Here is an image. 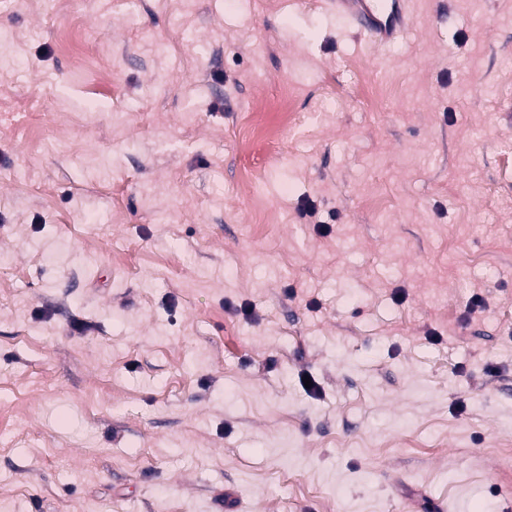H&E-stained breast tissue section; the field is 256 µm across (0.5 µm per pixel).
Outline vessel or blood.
I'll return each instance as SVG.
<instances>
[{
	"label": "vessel or blood",
	"mask_w": 512,
	"mask_h": 512,
	"mask_svg": "<svg viewBox=\"0 0 512 512\" xmlns=\"http://www.w3.org/2000/svg\"><path fill=\"white\" fill-rule=\"evenodd\" d=\"M337 16L348 20L374 46L384 47L412 25L408 0H333Z\"/></svg>",
	"instance_id": "vessel-or-blood-1"
}]
</instances>
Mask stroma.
<instances>
[{"mask_svg": "<svg viewBox=\"0 0 512 512\" xmlns=\"http://www.w3.org/2000/svg\"><path fill=\"white\" fill-rule=\"evenodd\" d=\"M66 4L0 0V512H512V0H411L381 49L330 0H182L177 59L168 0ZM267 104L263 100H258L252 107V139L244 144L247 149L256 140H271L275 137L273 132L266 124L265 117L268 112H265Z\"/></svg>", "mask_w": 512, "mask_h": 512, "instance_id": "1", "label": "stroma"}]
</instances>
